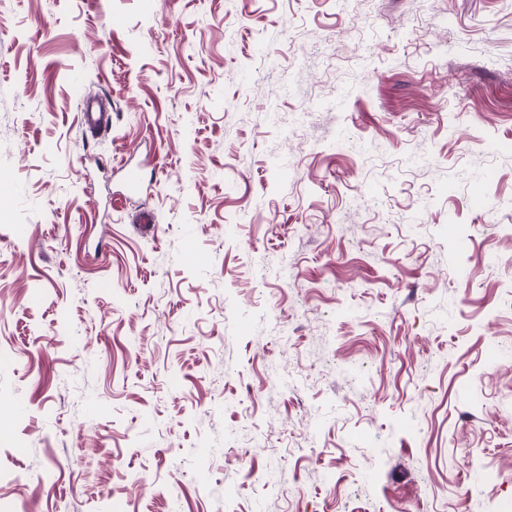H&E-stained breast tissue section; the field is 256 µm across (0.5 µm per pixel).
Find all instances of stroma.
I'll return each instance as SVG.
<instances>
[{"label":"stroma","mask_w":512,"mask_h":512,"mask_svg":"<svg viewBox=\"0 0 512 512\" xmlns=\"http://www.w3.org/2000/svg\"><path fill=\"white\" fill-rule=\"evenodd\" d=\"M493 503L512 0H0V512ZM82 120L85 130L94 133L103 131L108 127L110 115L102 112L94 99L86 98L83 101Z\"/></svg>","instance_id":"1"}]
</instances>
